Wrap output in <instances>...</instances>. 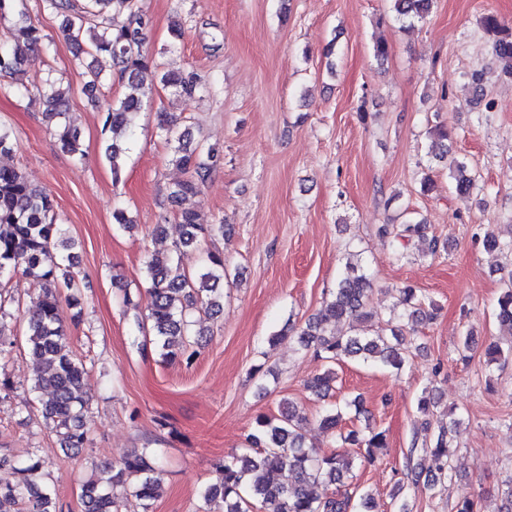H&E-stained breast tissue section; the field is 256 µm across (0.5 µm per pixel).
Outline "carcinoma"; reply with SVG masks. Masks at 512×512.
I'll return each mask as SVG.
<instances>
[{
  "instance_id": "1",
  "label": "carcinoma",
  "mask_w": 512,
  "mask_h": 512,
  "mask_svg": "<svg viewBox=\"0 0 512 512\" xmlns=\"http://www.w3.org/2000/svg\"><path fill=\"white\" fill-rule=\"evenodd\" d=\"M396 18L413 24L431 9L433 0H391ZM43 9L62 17L59 34L74 49L73 57L85 65L83 90L95 100H101L106 71L116 69L126 81L122 98L105 101L102 132L107 135L105 158L112 179L117 182L123 172L128 153L130 116L143 104L145 88L156 83L173 88L191 97L198 89L197 78L188 73H160L144 54L143 44L149 19L138 0H42ZM10 22L7 35L0 39V78L8 79L21 96L29 93L24 80L25 56L34 51L49 52L55 39L23 7L22 0H0V24ZM483 29L495 36L494 54L512 73V24L495 14L483 17ZM91 57L84 63L83 56ZM44 101V120L54 133L61 151L80 162L84 158L80 133L69 119L70 86L48 77L37 86ZM158 128L172 145V162L184 171L185 177L169 187L167 200L174 206L201 193V188L220 164L212 150L175 130V120L166 112L157 113ZM428 154L440 161L448 159V129L429 131ZM450 160V159H448ZM457 193L466 195L479 188L478 177L464 159L450 160ZM183 232L163 257L153 255L146 263L148 286V318L152 321L154 350L161 357L179 355L192 360L195 352H187L190 337L207 335L201 314L213 316L224 307V278L227 269L224 258L208 253L200 270L189 273L182 266V255L197 250L202 243L226 231L223 224H202L192 208L177 212ZM428 227L422 221L404 224H384L379 228L383 237L398 239V257L405 258L407 244L414 240L428 241L427 253L440 252L437 239L427 238ZM57 234L54 201L45 189L32 185L17 168L0 166V276L20 274L38 288L36 313L27 321L25 342L32 365L31 388L46 391L44 404L46 426L59 437L66 450L77 453L89 442L85 417L88 409L84 392L85 365L74 357L60 316L61 288L70 290L66 300L77 309L74 320L81 318L80 298L73 292L74 278L64 257L54 251ZM483 247L489 251L512 252V238L505 240L494 232L485 233ZM371 282L364 267L348 262L331 292L330 298L304 326L296 330L298 345L325 363L323 371L308 382V389L321 401L331 397L336 373L333 365L344 360L372 362L396 373L400 372L411 354L412 340L398 331L386 336L376 334L340 335L326 333L325 326L348 321L365 324L372 321L368 309ZM399 303L407 308L413 323L434 319L433 310L424 306L417 290L410 285L399 289ZM500 328L512 337V277L503 282L495 304ZM488 362L512 358V340L507 348L492 343L487 348ZM437 404L433 389L425 387L417 400L421 416L413 435L411 449L417 444L428 448V473L407 458L404 479L396 484L395 495L404 489V481L423 485L432 490L452 475L448 453V435L460 424V419L448 417V424L434 432L427 419ZM360 400L345 399L327 405L319 419V428L341 444L364 450L372 459L387 447L383 431L359 434L352 430L338 432L343 415L359 411ZM307 418L293 404L280 409L277 415L260 413L255 418L253 432L246 441L247 451L232 455L217 468L215 479L203 488V506L199 512H211L207 505L220 500L224 512H374V498L358 489L339 492L354 465L349 453L336 451L319 454L306 444ZM14 468L12 460L0 456V468ZM16 469V468H14ZM14 483L0 484V512H52V496L40 459L32 458L16 469ZM151 472L153 467L146 454L131 450L113 463L100 469L97 478L82 489L85 512H119L120 499L132 492L150 503L159 496V484Z\"/></svg>"
}]
</instances>
